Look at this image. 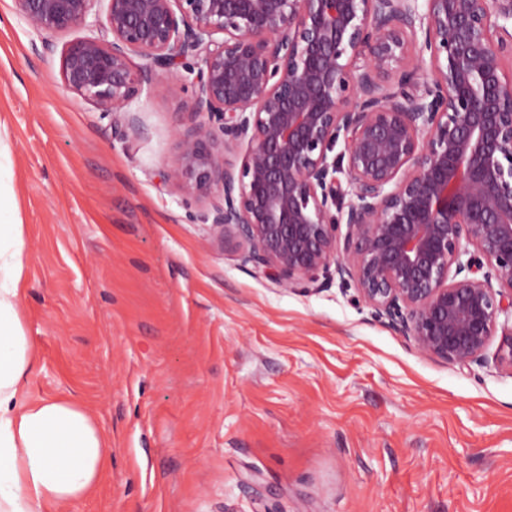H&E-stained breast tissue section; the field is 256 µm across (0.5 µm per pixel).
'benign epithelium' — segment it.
I'll return each instance as SVG.
<instances>
[{
	"label": "benign epithelium",
	"instance_id": "benign-epithelium-1",
	"mask_svg": "<svg viewBox=\"0 0 512 512\" xmlns=\"http://www.w3.org/2000/svg\"><path fill=\"white\" fill-rule=\"evenodd\" d=\"M14 2L127 139L158 78L194 89L167 179L243 263L351 279L420 353L512 368V0ZM77 27L112 39L53 42Z\"/></svg>",
	"mask_w": 512,
	"mask_h": 512
}]
</instances>
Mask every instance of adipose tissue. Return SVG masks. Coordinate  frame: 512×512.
Listing matches in <instances>:
<instances>
[{
    "instance_id": "1",
    "label": "adipose tissue",
    "mask_w": 512,
    "mask_h": 512,
    "mask_svg": "<svg viewBox=\"0 0 512 512\" xmlns=\"http://www.w3.org/2000/svg\"><path fill=\"white\" fill-rule=\"evenodd\" d=\"M23 226L0 221V512H70L96 488L108 441L76 402L31 398L39 366L18 304Z\"/></svg>"
}]
</instances>
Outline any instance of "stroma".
Here are the masks:
<instances>
[{"label": "stroma", "mask_w": 512, "mask_h": 512, "mask_svg": "<svg viewBox=\"0 0 512 512\" xmlns=\"http://www.w3.org/2000/svg\"><path fill=\"white\" fill-rule=\"evenodd\" d=\"M32 40L0 0L27 389L110 443L73 512H512V369L421 354L354 283L291 292L242 264L163 178L188 94L158 79L124 140Z\"/></svg>", "instance_id": "35a3bbf8"}]
</instances>
